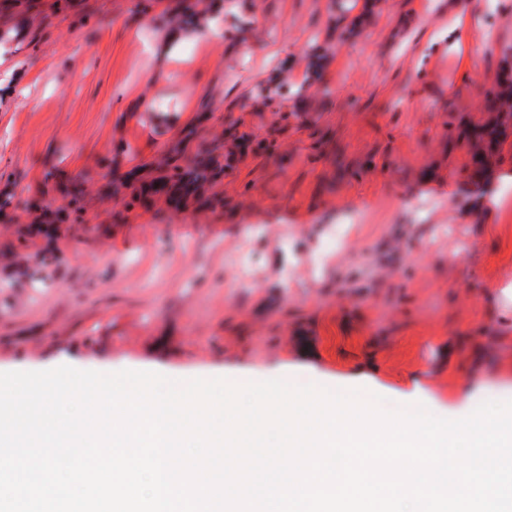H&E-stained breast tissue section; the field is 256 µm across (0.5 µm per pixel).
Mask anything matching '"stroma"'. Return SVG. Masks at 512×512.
<instances>
[{
  "label": "stroma",
  "instance_id": "35a3bbf8",
  "mask_svg": "<svg viewBox=\"0 0 512 512\" xmlns=\"http://www.w3.org/2000/svg\"><path fill=\"white\" fill-rule=\"evenodd\" d=\"M224 0V39L174 57L153 0H34L0 12L38 75L0 96V372L61 365L179 380L360 387L450 418L512 400L492 295L512 270V212L466 190L449 137L487 121L512 49V0ZM149 108H142V100ZM246 151L209 204L127 206L106 175L155 177L162 150L229 131ZM82 209L31 235L41 201ZM346 238L336 244V229Z\"/></svg>",
  "mask_w": 512,
  "mask_h": 512
}]
</instances>
